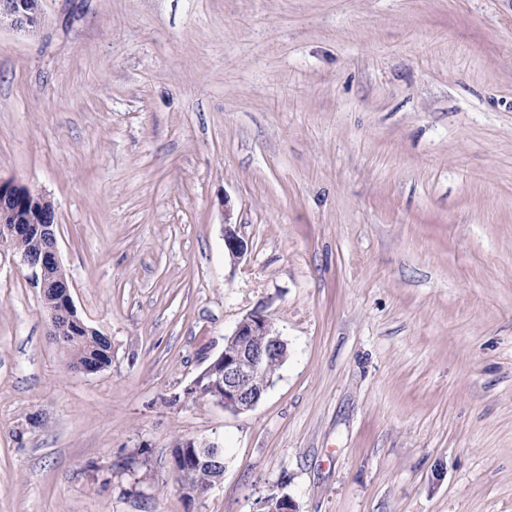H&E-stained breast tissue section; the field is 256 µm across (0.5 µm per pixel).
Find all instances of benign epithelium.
Returning a JSON list of instances; mask_svg holds the SVG:
<instances>
[{
  "label": "benign epithelium",
  "mask_w": 512,
  "mask_h": 512,
  "mask_svg": "<svg viewBox=\"0 0 512 512\" xmlns=\"http://www.w3.org/2000/svg\"><path fill=\"white\" fill-rule=\"evenodd\" d=\"M44 22V10H32L24 0H0V26L17 31L33 32ZM35 236L39 248L31 255H22V262L32 271L33 280L42 296L53 298L54 332L82 323L70 295L67 273L62 266L55 233V210L51 200L33 192L25 185L0 180V246L23 236ZM224 250L232 262L246 254V242L238 235L236 225H224ZM285 358L287 347L274 326L267 307L260 306L246 314L238 323L227 344L209 365L183 389L187 398L193 389L207 380L212 386L213 403L226 411L242 413L253 409L267 388H245L255 380L269 356ZM223 455V448L213 442L198 444L187 441L172 451V468L178 474L189 462L203 463Z\"/></svg>",
  "instance_id": "obj_1"
}]
</instances>
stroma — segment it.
Here are the masks:
<instances>
[{"label": "stroma", "mask_w": 512, "mask_h": 512, "mask_svg": "<svg viewBox=\"0 0 512 512\" xmlns=\"http://www.w3.org/2000/svg\"><path fill=\"white\" fill-rule=\"evenodd\" d=\"M43 9L0 28V179L112 363L0 250V512H512V0ZM262 304L256 407L173 403ZM184 440L224 449L193 500ZM55 210L51 200L33 192L25 185L0 179V246L11 248L21 256L22 262L32 271L33 280L39 286L43 299L53 298L55 320H52L54 334L66 330L64 339L58 340L67 349L72 367L86 365L91 359H99L108 349L105 339L98 331L88 334L84 330H67L72 323L82 325L70 295L67 273L62 266L55 233ZM39 241L34 254L30 237ZM23 237V238H20ZM19 238V239H16ZM15 239V240H14ZM224 250L234 263L239 262L248 250L246 242L238 235L235 224L224 225Z\"/></svg>", "instance_id": "obj_1"}]
</instances>
